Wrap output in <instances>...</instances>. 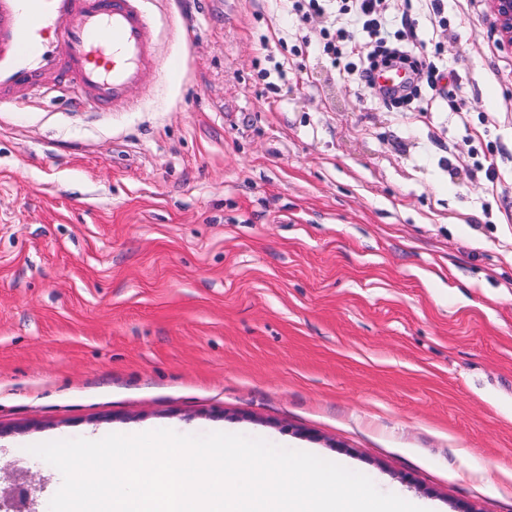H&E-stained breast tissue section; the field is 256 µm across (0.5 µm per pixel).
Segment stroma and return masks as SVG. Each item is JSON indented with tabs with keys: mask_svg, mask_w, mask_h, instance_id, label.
<instances>
[{
	"mask_svg": "<svg viewBox=\"0 0 512 512\" xmlns=\"http://www.w3.org/2000/svg\"><path fill=\"white\" fill-rule=\"evenodd\" d=\"M289 5L151 0L180 73L0 108V488L27 472L26 512L62 485L30 445L156 429L512 512V46L488 0H389L449 72L394 105Z\"/></svg>",
	"mask_w": 512,
	"mask_h": 512,
	"instance_id": "stroma-1",
	"label": "stroma"
}]
</instances>
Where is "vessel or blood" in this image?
I'll list each match as a JSON object with an SVG mask.
<instances>
[{
    "label": "vessel or blood",
    "instance_id": "1",
    "mask_svg": "<svg viewBox=\"0 0 512 512\" xmlns=\"http://www.w3.org/2000/svg\"><path fill=\"white\" fill-rule=\"evenodd\" d=\"M148 0H0V106L66 90L105 112L160 65Z\"/></svg>",
    "mask_w": 512,
    "mask_h": 512
}]
</instances>
